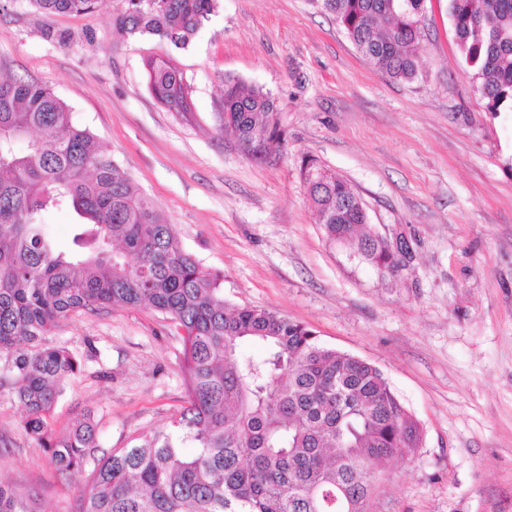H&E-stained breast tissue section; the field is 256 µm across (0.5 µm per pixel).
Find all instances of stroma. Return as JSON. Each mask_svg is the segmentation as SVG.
<instances>
[{
    "label": "stroma",
    "instance_id": "1",
    "mask_svg": "<svg viewBox=\"0 0 512 512\" xmlns=\"http://www.w3.org/2000/svg\"><path fill=\"white\" fill-rule=\"evenodd\" d=\"M128 0L87 14L0 10V76L45 83L75 122L220 272L224 298L313 328L327 347L378 366L423 428V444L378 473L367 512H512V117L484 112L447 0H427L417 79L375 71L309 0H218L187 47L134 39ZM68 43L43 39L44 28ZM169 56L193 110L168 111L144 61ZM269 92L286 143L243 157L222 132L224 82ZM347 180L371 231H402L414 257L383 274L331 239L307 195L303 158ZM81 362L49 419L63 434L91 414L103 449L129 448L185 407L183 340L148 307L77 312L46 336ZM0 393V480L31 512H70L63 481Z\"/></svg>",
    "mask_w": 512,
    "mask_h": 512
}]
</instances>
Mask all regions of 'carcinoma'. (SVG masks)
<instances>
[{
	"label": "carcinoma",
	"instance_id": "obj_1",
	"mask_svg": "<svg viewBox=\"0 0 512 512\" xmlns=\"http://www.w3.org/2000/svg\"><path fill=\"white\" fill-rule=\"evenodd\" d=\"M31 2L49 13H87L98 0ZM217 2L129 0L115 24L133 38L183 48ZM425 2L312 0L396 81L418 75ZM448 16L485 111L512 112V0H448ZM145 66L160 104L193 110L172 60L150 57ZM224 113L222 128L249 159L266 158L284 141L274 99L244 81L224 82ZM302 171L329 236L349 241L378 269L392 267L385 240L359 227L365 213L351 185L314 159L303 160ZM52 208L80 219L69 252L40 223ZM221 284L48 86L0 80V357H7L0 388L10 387L24 407L26 430L56 471L84 476L71 512H366L379 469L419 447L418 421L378 367L321 345L307 325L228 303ZM142 305L184 331L188 401L173 429L107 452L89 414L53 435L48 419L61 382L81 363L44 336L78 311ZM245 342L262 344L264 357H241ZM0 512L30 510L0 482Z\"/></svg>",
	"mask_w": 512,
	"mask_h": 512
}]
</instances>
